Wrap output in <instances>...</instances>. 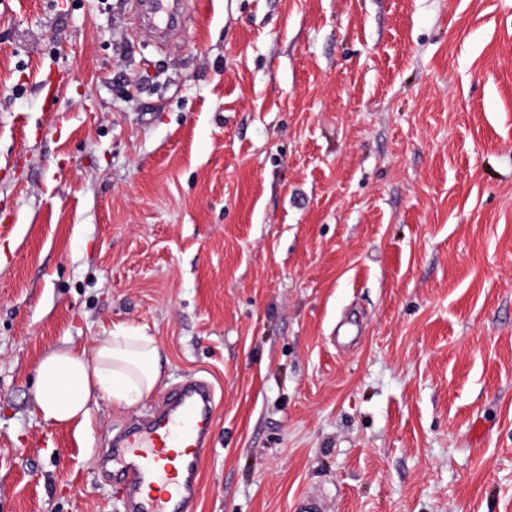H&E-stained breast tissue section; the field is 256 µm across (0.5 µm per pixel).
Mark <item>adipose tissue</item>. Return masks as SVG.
<instances>
[{"label": "adipose tissue", "mask_w": 512, "mask_h": 512, "mask_svg": "<svg viewBox=\"0 0 512 512\" xmlns=\"http://www.w3.org/2000/svg\"><path fill=\"white\" fill-rule=\"evenodd\" d=\"M35 412L52 423L86 422L97 396L130 406L150 395L162 378L152 337L126 329L98 338L92 351H54L37 368Z\"/></svg>", "instance_id": "adipose-tissue-1"}]
</instances>
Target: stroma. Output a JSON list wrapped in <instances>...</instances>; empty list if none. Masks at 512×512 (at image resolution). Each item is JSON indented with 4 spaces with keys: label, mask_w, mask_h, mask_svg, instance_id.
Instances as JSON below:
<instances>
[{
    "label": "stroma",
    "mask_w": 512,
    "mask_h": 512,
    "mask_svg": "<svg viewBox=\"0 0 512 512\" xmlns=\"http://www.w3.org/2000/svg\"><path fill=\"white\" fill-rule=\"evenodd\" d=\"M134 14L0 0V512H123L99 459L190 377V512H512V0ZM127 327L152 394L35 413L45 355Z\"/></svg>",
    "instance_id": "35a3bbf8"
}]
</instances>
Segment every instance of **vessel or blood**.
I'll use <instances>...</instances> for the list:
<instances>
[{
  "mask_svg": "<svg viewBox=\"0 0 512 512\" xmlns=\"http://www.w3.org/2000/svg\"><path fill=\"white\" fill-rule=\"evenodd\" d=\"M212 392L186 382L169 409L120 435L112 450V482L127 512H186L198 492Z\"/></svg>",
  "mask_w": 512,
  "mask_h": 512,
  "instance_id": "b4317fda",
  "label": "vessel or blood"
}]
</instances>
